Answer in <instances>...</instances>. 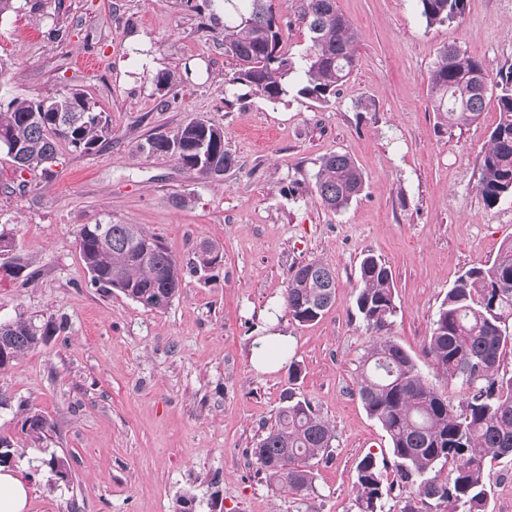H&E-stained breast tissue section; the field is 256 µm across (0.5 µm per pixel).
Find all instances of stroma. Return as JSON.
<instances>
[{
	"label": "stroma",
	"instance_id": "obj_1",
	"mask_svg": "<svg viewBox=\"0 0 512 512\" xmlns=\"http://www.w3.org/2000/svg\"><path fill=\"white\" fill-rule=\"evenodd\" d=\"M289 53L307 48L302 0H272ZM361 32L358 63L336 98L271 102L225 82L234 62L181 0H17L0 18V104L76 88L112 123V141L91 154L59 144L52 180L19 173L0 152V230L37 269L28 284L0 277V322L65 319L53 337L0 373V435L30 487L25 512H358L356 466L390 456L382 426L358 395L361 358L384 339L459 401L460 382L439 374L428 338L456 278L492 263L512 239V197L487 206L479 154L498 121L488 97L475 123L448 128L433 112L429 76L443 44L512 65V0H467L453 23L426 26L417 0H336ZM62 26L65 41L51 31ZM181 76L177 99L154 76ZM202 117L224 129L237 165L202 180L138 145ZM348 154L364 190L345 211L324 207L314 188L323 157ZM188 198L187 206L173 203ZM140 224L180 262L201 241L223 245L224 263L183 281L172 305L151 312L121 293L86 287L76 247L86 224ZM391 268L396 314L380 329L354 303L359 263ZM328 263L336 303L301 326L283 305L290 270ZM289 336L293 386L320 411L336 440L314 467L308 499L271 486L251 455L271 426L288 370L251 362L256 337ZM42 412L53 431L32 443L19 407ZM67 458L64 483L43 464ZM487 512H512V458L488 460Z\"/></svg>",
	"mask_w": 512,
	"mask_h": 512
}]
</instances>
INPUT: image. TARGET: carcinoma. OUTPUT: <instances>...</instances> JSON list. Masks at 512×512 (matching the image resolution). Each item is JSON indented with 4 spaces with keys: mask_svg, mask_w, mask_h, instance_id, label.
Masks as SVG:
<instances>
[{
    "mask_svg": "<svg viewBox=\"0 0 512 512\" xmlns=\"http://www.w3.org/2000/svg\"><path fill=\"white\" fill-rule=\"evenodd\" d=\"M426 25L460 18L466 0H418ZM310 45L299 59L285 49L281 22L271 0H224V25L219 32L224 55L235 61L227 83L271 102L288 96V79L298 70L303 78L296 97L327 103L356 67L361 33L337 9L336 0H303ZM158 91L178 86L170 71L154 77ZM496 92L499 120L480 154L478 189L489 207L512 196V67L489 73L485 64L454 43L443 45L430 72L434 111L448 128L479 120L487 94ZM47 111L42 112V105ZM112 140L109 115L86 95L69 89L46 98L12 100L0 111V151L13 163L54 176L58 145L89 154ZM149 155L172 158L200 179H217L236 164L224 143V129L193 118L169 134L151 136L139 145ZM322 204L340 212L357 199L364 175L346 154L324 158L314 175ZM106 239L97 225L81 228L79 256L87 285L118 291L149 311L163 312L179 292L185 273L203 275L224 262L223 245L204 240L188 266L140 224H107ZM8 264L22 283L37 270L21 252L0 248V268ZM336 300V278L320 261L301 263L290 271L284 292L288 316L300 325L316 321ZM356 309L367 326L382 328L397 311L391 268L365 256L359 265ZM65 329V323L37 324L18 318L0 323V371L31 350L43 346ZM512 346V239L503 243L490 264L462 273L441 303L428 343L436 370L466 387L454 404L429 384L411 355L387 339L369 349L362 361L358 395L366 412L389 438L399 483L417 487L420 502H435L443 512H485L488 498L486 462L512 456V372L501 368L503 351ZM301 367L290 364L289 384L275 422L255 444L252 454L259 471L272 485L308 498L315 493L314 461L331 455L334 428L293 388ZM21 430L32 442L51 430L40 412L20 410ZM43 464L61 482L72 478L69 463L54 454ZM451 467V478L444 477ZM394 485L383 484L375 456L358 463V512H381V502Z\"/></svg>",
    "mask_w": 512,
    "mask_h": 512,
    "instance_id": "1",
    "label": "carcinoma"
}]
</instances>
